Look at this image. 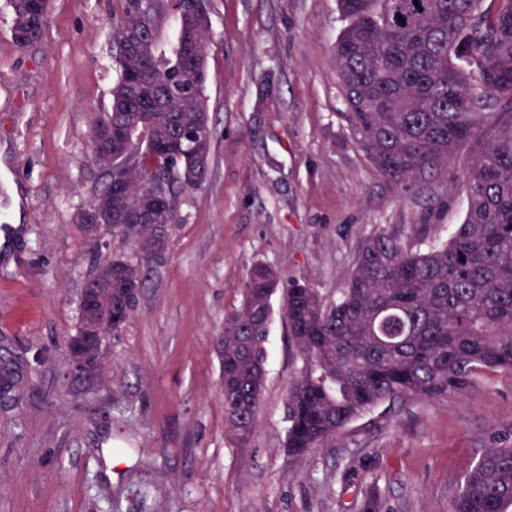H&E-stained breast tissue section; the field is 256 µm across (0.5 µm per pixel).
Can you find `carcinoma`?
Here are the masks:
<instances>
[{
  "instance_id": "obj_1",
  "label": "carcinoma",
  "mask_w": 512,
  "mask_h": 512,
  "mask_svg": "<svg viewBox=\"0 0 512 512\" xmlns=\"http://www.w3.org/2000/svg\"><path fill=\"white\" fill-rule=\"evenodd\" d=\"M12 33L38 40L48 10L10 0ZM343 28L336 66L347 119L378 173L405 184L434 170L461 146L479 142L467 172L462 223L439 235L405 240L377 227L362 241L333 300L275 267L255 263L239 310L224 317V423L243 447L252 438L266 378L272 297L300 367L288 386V454L324 446L385 404L462 396L488 371L512 374V0H338ZM140 6L113 27L119 77L93 129L134 136L112 213L141 202L162 175L172 197L200 186L191 178L195 143L211 142L204 97L209 19L179 27L173 56L155 32L137 42ZM140 71L160 96L146 98L150 122L120 99ZM184 141L177 156L159 142ZM132 258L112 254V284L102 283L99 321L118 333L138 306L145 280L128 282ZM112 291H106V287ZM450 512H512V445L486 449L465 475Z\"/></svg>"
}]
</instances>
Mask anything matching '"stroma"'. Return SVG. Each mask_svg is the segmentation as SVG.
Here are the masks:
<instances>
[{
  "label": "stroma",
  "instance_id": "stroma-1",
  "mask_svg": "<svg viewBox=\"0 0 512 512\" xmlns=\"http://www.w3.org/2000/svg\"><path fill=\"white\" fill-rule=\"evenodd\" d=\"M130 0H50L42 37L12 36L0 0V512H449L492 442L512 444V374L467 395L381 405L303 458L285 399L299 368L282 314L267 340L255 431L224 430L217 342L265 261L335 297L374 227L448 234L467 206L468 144L406 185L373 167L336 69V0H210L206 180L135 313L76 372L68 340L102 256L80 216L103 181L95 118L118 79L111 28Z\"/></svg>",
  "mask_w": 512,
  "mask_h": 512
}]
</instances>
